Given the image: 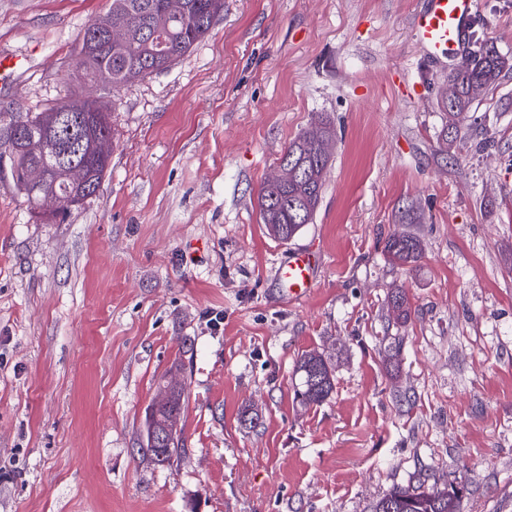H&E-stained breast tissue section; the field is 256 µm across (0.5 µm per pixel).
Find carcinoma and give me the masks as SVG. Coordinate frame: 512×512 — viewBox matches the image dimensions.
I'll use <instances>...</instances> for the list:
<instances>
[{"mask_svg": "<svg viewBox=\"0 0 512 512\" xmlns=\"http://www.w3.org/2000/svg\"><path fill=\"white\" fill-rule=\"evenodd\" d=\"M112 0L110 14L125 27L120 41L107 42L97 35L92 24L82 33L73 74L94 81L103 70L112 71V89L117 90L136 80L170 68L183 58L211 30L224 11V0ZM469 65L448 74L442 108L448 124L441 131L444 148H454L461 139L462 122L472 104L476 86L491 89L501 73L512 68L497 48L479 38L473 40ZM112 138L110 109L95 98L77 97L58 101L43 112H0V175L11 178L37 214L51 221L54 214L43 210L44 197L56 192L71 196L76 205L94 196L101 188L110 164V156L97 151V140ZM335 137L330 120L321 116L286 147L282 159L296 170V178L288 185L265 181L258 193L262 223L270 233L288 241L312 223L321 199L330 156L322 153L321 143ZM53 153L69 154V160L83 171V179L73 183L61 166H50ZM44 169V179L34 186L29 181L36 169ZM388 260L408 266L418 262L422 253L420 241L410 235H389L385 244ZM390 305L399 318L409 315L405 292L396 288ZM300 382L295 399L304 406L319 405L334 389V375L327 360L316 352L301 356L296 366ZM186 403L185 389H180L177 402L170 407H150L146 412V450L155 465L171 467L185 453L183 435L154 446L151 434L164 430L168 419L179 417ZM466 492L463 483L438 487L428 479H418L414 488L396 486L373 501L370 512H461Z\"/></svg>", "mask_w": 512, "mask_h": 512, "instance_id": "1", "label": "carcinoma"}]
</instances>
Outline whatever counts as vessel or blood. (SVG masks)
I'll return each instance as SVG.
<instances>
[{"label":"vessel or blood","mask_w":512,"mask_h":512,"mask_svg":"<svg viewBox=\"0 0 512 512\" xmlns=\"http://www.w3.org/2000/svg\"><path fill=\"white\" fill-rule=\"evenodd\" d=\"M475 0H425L412 20L415 41L434 58L455 62L469 46ZM319 259L306 248L292 250L277 267L278 280L292 298L306 296L316 283Z\"/></svg>","instance_id":"1"}]
</instances>
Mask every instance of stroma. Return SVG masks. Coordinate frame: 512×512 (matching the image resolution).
Here are the masks:
<instances>
[{
	"label": "stroma",
	"instance_id": "35a3bbf8",
	"mask_svg": "<svg viewBox=\"0 0 512 512\" xmlns=\"http://www.w3.org/2000/svg\"><path fill=\"white\" fill-rule=\"evenodd\" d=\"M421 2L224 0L168 70L97 85L99 193L47 224L0 178V512H368L421 475L467 481L462 512H512V70L446 153L448 73L410 34ZM110 6L0 0V54L24 60L0 112L84 94L75 51ZM471 30L512 57V0H477ZM321 115L322 199L281 241L258 190ZM395 232L421 241L414 266L388 262ZM293 244L321 259L300 299L275 277ZM312 350L334 390L304 407ZM183 351L186 453L163 469L145 417ZM296 374H300V382L296 385L294 395L301 405H319L332 394L333 371L321 354L317 352L303 354L297 362Z\"/></svg>",
	"mask_w": 512,
	"mask_h": 512
}]
</instances>
